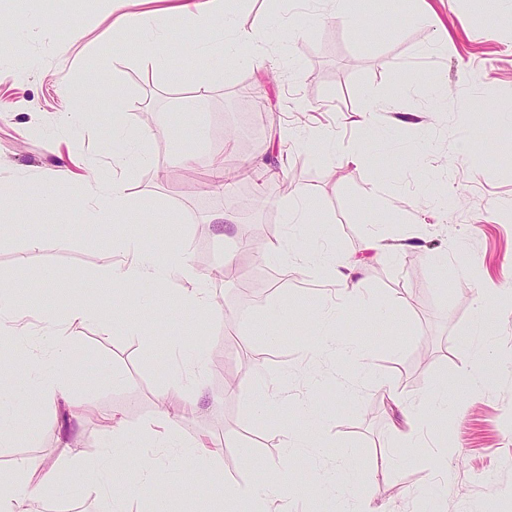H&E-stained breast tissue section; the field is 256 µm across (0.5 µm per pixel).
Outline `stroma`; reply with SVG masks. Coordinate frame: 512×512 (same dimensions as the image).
<instances>
[{"label": "stroma", "instance_id": "1", "mask_svg": "<svg viewBox=\"0 0 512 512\" xmlns=\"http://www.w3.org/2000/svg\"><path fill=\"white\" fill-rule=\"evenodd\" d=\"M178 3L123 0L122 11L142 15L145 26L120 29L106 0H0V48L9 51L0 59V187L31 186L23 206L0 202V282L38 336L69 306L85 303L94 313L67 328L71 405L41 400L24 373L14 381L19 397L0 403L16 435L0 446V472L23 458L55 457L61 425L82 456L96 458L111 441L103 417L112 413L132 434L119 468L134 483L146 452L137 434L163 409L157 394L178 375L171 345L179 341L204 351L197 373L206 396L186 418L178 402L164 409L183 440L214 443L225 479L243 483L274 468L293 484L292 512H338L336 496L317 489L337 449L352 450L346 468L360 476L398 448V470L372 487L392 512H512V305L496 295L512 286V25L501 22L512 0H347L351 25L330 19L317 0H242L234 7L239 26L262 28L276 15L300 30L296 40L271 43L262 64L182 53L199 32L170 26ZM365 111L372 140L358 124ZM116 122L141 135L146 153L123 176L136 223L94 218L66 201L43 206L55 168L97 190L91 177L108 170ZM229 126L237 159L268 171L264 186L212 185L209 162L223 154ZM288 128L298 138L282 137ZM313 129L343 149L367 151L369 163L338 165L310 143ZM464 134L475 143L466 155L458 151ZM184 141L195 146L187 165L179 159ZM288 197L313 206L298 247L349 257L363 296L389 308L379 321L356 304L334 326L338 337L364 344L381 384L364 381L355 364L310 351L313 313L334 297L331 281L294 260L257 263L236 250L247 229L268 244L287 238ZM385 198L401 207V219L382 206ZM225 212L234 223L216 222ZM173 234L208 276L212 313L176 305L177 280L105 286L118 240L132 236L152 250ZM374 237L385 257L367 250ZM34 238L41 249L31 248ZM230 254L238 275L213 279ZM439 255L447 271L432 265ZM261 322L272 337L250 335ZM476 329L501 366L497 381L464 397L450 390L465 406L462 418L434 424L424 446L400 448L402 419L387 390L413 399L449 386L469 357L460 340ZM258 355L271 376L288 373L291 388L261 414L259 386L243 380ZM303 397L312 411L298 407ZM313 425L321 452L286 455L284 432ZM448 444L453 456L427 464L431 447ZM163 478L173 486L165 512H224L223 495L197 463L171 460ZM93 481L84 474L34 508L74 512L81 503L105 512L84 491Z\"/></svg>", "mask_w": 512, "mask_h": 512}]
</instances>
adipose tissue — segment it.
Listing matches in <instances>:
<instances>
[{
  "label": "adipose tissue",
  "mask_w": 512,
  "mask_h": 512,
  "mask_svg": "<svg viewBox=\"0 0 512 512\" xmlns=\"http://www.w3.org/2000/svg\"><path fill=\"white\" fill-rule=\"evenodd\" d=\"M177 19L216 35L215 42L210 44L185 41L184 49L189 54L201 56L211 50H221L228 54L246 52L253 55L258 50L255 33L236 25L224 0H184ZM112 131L108 155L116 178L105 189L86 193L71 183L69 172L62 169L53 171L50 179L67 185L72 202L86 207L91 215L109 214L129 224L134 220L133 209L118 175L131 167L139 140L122 126H113ZM264 255L279 260L297 257L301 263L310 264L312 269L335 282L338 298L325 304L321 310L322 328L316 337L315 350L320 354L341 351L361 368L363 378H373L370 356L358 341L348 339L339 346L327 332L331 323L346 315L348 303L361 297V290L353 283L349 273L348 260L332 249L324 250L313 260L308 255L296 253L294 244L288 241L269 244ZM171 277L181 278L187 283L178 296L179 303L201 311L211 310V297L203 286L205 277L193 270L185 252L169 249L159 255L139 248L122 251L106 273V281L113 288L141 280L161 281ZM92 316L87 306H72L66 311L63 323L57 324L51 336L41 340L29 335L23 315L0 295V341L25 345L35 364V380L44 401L56 403L69 400L73 381L66 363V327L74 322L87 321ZM462 343L471 348L472 355L458 368L454 377L455 385L472 391L489 387L496 374V366L490 355L476 344L474 338H463ZM106 422L112 431V443L96 459L88 461L75 453L67 432L63 431L58 436V455L54 460H18L12 477L0 479V512H28V502L54 493L64 477L87 472L97 473L98 479L91 485L90 491L93 495L108 499L111 512H123V506L134 490L150 502L153 512H161L164 498L160 474L170 452H177L179 456L208 467L215 464V455L204 441L182 442L177 437L173 423L162 414L143 425L139 431L141 442L149 447L150 452L141 464L135 488H128L126 482L116 474V462L128 447L130 432L121 417L110 415ZM223 488L225 499L247 506L248 512H288L286 484L281 479L258 476L245 483H224Z\"/></svg>",
  "instance_id": "adipose-tissue-1"
}]
</instances>
